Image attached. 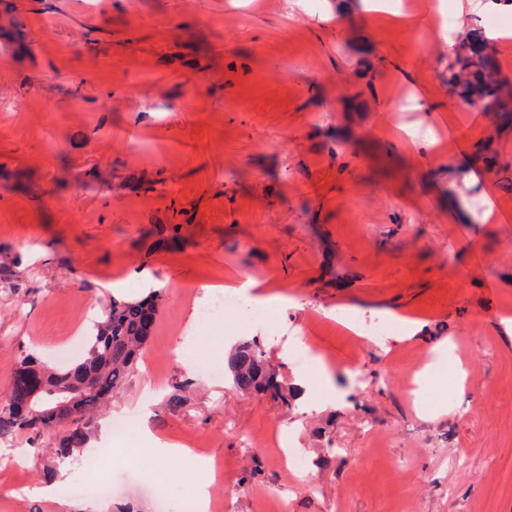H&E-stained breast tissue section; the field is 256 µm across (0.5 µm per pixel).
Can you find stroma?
Returning <instances> with one entry per match:
<instances>
[{"label": "stroma", "mask_w": 512, "mask_h": 512, "mask_svg": "<svg viewBox=\"0 0 512 512\" xmlns=\"http://www.w3.org/2000/svg\"><path fill=\"white\" fill-rule=\"evenodd\" d=\"M337 2L9 0L26 49L0 59V258L17 263L0 283V392L22 352L76 360L112 298L163 299L143 369L97 423L141 432L112 452L115 494H73L79 464L40 493L59 437L24 432L0 444V512H181L190 470L177 456L156 475L160 440L199 444L216 512H512V124L450 95L436 0H406L407 31L385 12L337 24ZM446 2L460 21L504 19L494 49L512 78V12ZM397 126L443 155L406 149ZM487 140L508 167L484 197L448 158ZM489 208L505 223H483ZM246 279L279 301L275 329L199 320ZM343 314L424 327L371 340ZM188 335L219 364L257 341L291 386L317 349L329 370L309 386L331 381L333 400L287 406L204 377L178 354ZM447 340L460 380L418 383Z\"/></svg>", "instance_id": "1"}]
</instances>
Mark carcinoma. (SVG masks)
I'll return each instance as SVG.
<instances>
[{
	"label": "carcinoma",
	"instance_id": "carcinoma-1",
	"mask_svg": "<svg viewBox=\"0 0 512 512\" xmlns=\"http://www.w3.org/2000/svg\"><path fill=\"white\" fill-rule=\"evenodd\" d=\"M484 34L485 28L477 25L466 26L458 33V42L451 46L445 64L448 88L454 97L470 107L495 113L512 112V103L504 99L489 101L495 92L482 75L486 69ZM160 300L159 289H152L139 299L112 298L96 323L85 352L74 364L50 365L29 353L21 357L14 374L39 372L48 391L66 389L78 398L75 411L56 422L58 428L70 427L55 448L58 457L72 459L84 447L93 418L106 408L108 400L121 391L138 368L154 331ZM225 372L240 391L265 394L273 388L276 398L288 404L292 388L255 345L243 342L231 350L225 361ZM22 431L42 435L38 419L22 411L20 393L11 385L0 395V441Z\"/></svg>",
	"mask_w": 512,
	"mask_h": 512
}]
</instances>
